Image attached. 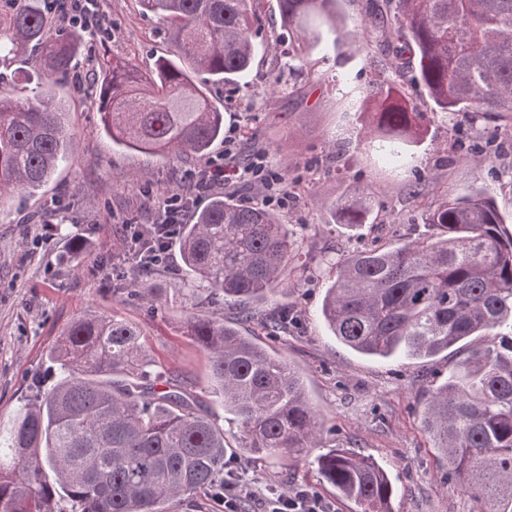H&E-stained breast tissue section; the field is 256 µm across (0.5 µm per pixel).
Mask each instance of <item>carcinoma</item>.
I'll list each match as a JSON object with an SVG mask.
<instances>
[{"label":"carcinoma","instance_id":"carcinoma-1","mask_svg":"<svg viewBox=\"0 0 512 512\" xmlns=\"http://www.w3.org/2000/svg\"><path fill=\"white\" fill-rule=\"evenodd\" d=\"M262 0H140L167 26L170 54L144 73L102 54L97 102L100 125L129 150L202 157L224 138V113L207 84L234 81L259 52ZM341 0H277L288 34V71L338 43ZM382 39L366 24L358 47L392 48L417 57L419 77L441 112L492 116L512 127V0H388ZM46 60L41 90L0 97V220L17 192L36 194L73 158L68 110L53 86L75 74L77 36L52 29L41 0H13L0 15V69L27 52ZM367 117L368 153L388 164L404 160L424 139V113L402 83L363 94L338 79ZM333 223L365 224L359 202L331 209ZM437 234L383 250L326 262L330 276L321 315L342 344L371 356L431 358L512 321V231L479 188L429 210ZM189 281L182 302L186 335L207 357L209 386L234 416L251 456L301 455L322 435L302 373L223 319L198 310L195 290L245 306L278 287L295 257L293 234L277 213L218 196L178 227ZM161 307L152 276L135 281ZM61 376L38 391L0 449V512H167L165 504L200 493L224 497L227 445L222 426L200 397L163 381L173 372L146 351L143 331L115 314L78 319L52 352ZM421 424L432 447L480 512H512V336L463 359L429 393ZM317 471L358 512H392L394 487L373 458L344 448L316 457Z\"/></svg>","mask_w":512,"mask_h":512}]
</instances>
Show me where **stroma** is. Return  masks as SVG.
<instances>
[{
    "label": "stroma",
    "instance_id": "35a3bbf8",
    "mask_svg": "<svg viewBox=\"0 0 512 512\" xmlns=\"http://www.w3.org/2000/svg\"><path fill=\"white\" fill-rule=\"evenodd\" d=\"M97 2L104 30L85 35L78 72L55 88L69 110L74 160L36 195L16 197L9 223H0V440L30 403L34 386L47 389L58 380L51 352L65 329L79 318L114 311L138 324L156 361L174 368L186 388L207 402L224 426L231 466L243 473L251 491L309 488L332 512H356L353 502L319 478L314 463L319 449L346 448L370 455L387 470L395 488L393 512H475L468 494L445 480V465L420 419L429 391L470 351L493 344L495 332L429 360L359 355L338 343L321 319L328 286L321 259L434 236L428 208L474 186L490 192L512 229V130L493 119L479 120L484 141L497 147V154L461 148L467 118L435 110L414 82L416 59L355 51L352 40L382 0H342L348 40L313 53L311 75L284 81L280 91L271 92L281 29L277 0H263L260 38L269 43L268 53L256 59L247 83L209 90L224 113L225 134L235 137L232 151L218 141L205 157L176 162L127 150L100 129L91 98L102 79L97 59L105 52L146 71L169 45L158 18L138 0ZM341 75L364 91L403 79L427 126L405 167L385 171L369 160L357 114L334 86ZM247 155L262 159L269 170L287 172L288 199L278 212L295 231L299 248L290 287L276 289L255 308L263 316L289 308L296 322L276 339L259 322H241L233 300L205 289L197 299L203 310L241 323L264 347L285 350L302 372L323 435L320 448L290 459L237 454V424L210 391L207 358L185 336V314L179 305L155 307L131 292L138 276L131 235L152 224L157 203L187 193L191 210L202 209L212 195L197 192L198 179L214 165L237 170ZM341 199L365 200L368 224L348 230L333 223L329 206Z\"/></svg>",
    "mask_w": 512,
    "mask_h": 512
}]
</instances>
